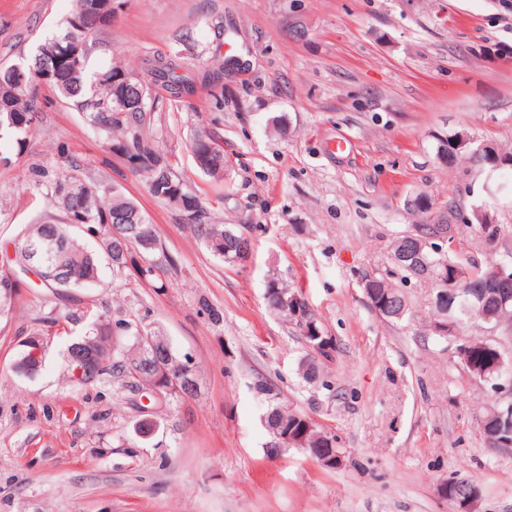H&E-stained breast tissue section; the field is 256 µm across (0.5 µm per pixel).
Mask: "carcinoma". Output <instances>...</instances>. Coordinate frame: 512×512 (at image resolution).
<instances>
[{
  "instance_id": "carcinoma-1",
  "label": "carcinoma",
  "mask_w": 512,
  "mask_h": 512,
  "mask_svg": "<svg viewBox=\"0 0 512 512\" xmlns=\"http://www.w3.org/2000/svg\"><path fill=\"white\" fill-rule=\"evenodd\" d=\"M93 3L94 0H76L75 8L58 32L41 43L40 50L0 68V145L21 151L38 129L42 111L36 75L49 70L52 72L51 88L85 116L89 127L113 155L141 158V165L134 173L145 178L148 193L184 217L214 257L228 264L238 263L247 239L234 225L208 222L201 195L158 148L157 137L147 119L156 86L164 87L177 100L189 99L195 95L197 84H210L218 77V72L204 69L188 73L178 52L145 59L140 73L117 63L105 68L93 65L91 48L105 30ZM66 33L84 44L83 66L77 73L72 72L58 52L56 39ZM191 151L202 162V173L213 178L224 176V150L211 134L197 133L192 139ZM28 185L34 190L48 187V198L62 209L65 220L61 224L46 222L28 228L15 246L14 262L27 272L31 246L52 245V250L44 256L45 267L39 269L40 281L63 310L50 318V323L66 334L72 327L83 324L81 336L65 348L68 367L73 369L78 365L81 344L87 340L95 341L101 353L89 366L86 376L75 380V387L115 381L126 390H147L163 399L193 395L196 386L190 357L178 355L169 342L163 351H152L149 337H161L160 331L143 326L122 311L114 314L104 305L91 315L86 311L79 314L66 306L73 292L93 288L101 281L102 257L112 276L136 282L157 280L164 266H175L169 258L163 265L154 260L161 242L139 204L116 185L80 173V164L73 160L68 166L55 170L43 165L32 167ZM82 234L95 240L97 249L86 247L80 239ZM423 259L424 262L404 275L403 280L429 282L438 290L442 288L440 274L458 270L462 275L451 316L462 323L473 318L482 321L486 315L491 316L493 324L512 321V302L499 306V288L483 287L495 276L494 263L463 264L450 255L441 257L427 250L423 251ZM369 287L375 289L367 295L370 306L383 319L393 321L395 314L401 311L406 316L410 314L403 290L392 282L379 279ZM295 293L300 295L302 291L271 281L265 294L267 307L286 319L288 310L283 298ZM23 347L13 369L20 374L33 375L45 362L46 348L35 339L24 342ZM335 353L333 346L321 352L318 359H305L301 366L304 379L312 383L318 381L322 369L334 360ZM499 353V347L473 337L468 365L464 369L469 372L473 367L484 368ZM160 362L168 363L171 375L181 380L179 385L158 377L156 367ZM258 392L264 396L266 404L264 425L271 436L270 450L278 447L277 432L282 436L298 432L306 448H327L336 443V436L316 421H311L309 426L305 424L308 414L283 408L279 393L272 388L261 384Z\"/></svg>"
}]
</instances>
